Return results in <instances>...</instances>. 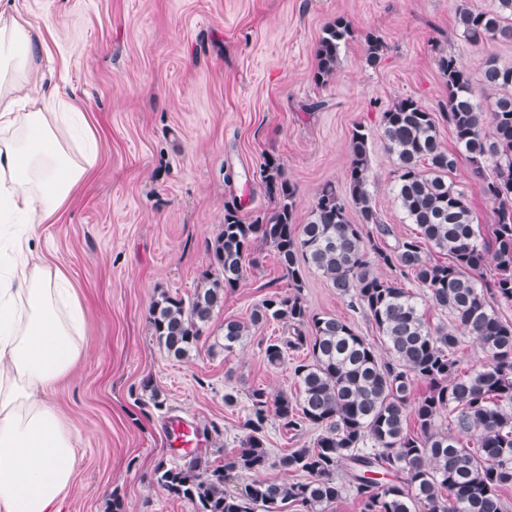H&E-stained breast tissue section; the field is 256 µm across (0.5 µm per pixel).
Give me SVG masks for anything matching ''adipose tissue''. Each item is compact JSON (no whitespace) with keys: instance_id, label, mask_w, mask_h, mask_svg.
Segmentation results:
<instances>
[{"instance_id":"adipose-tissue-1","label":"adipose tissue","mask_w":512,"mask_h":512,"mask_svg":"<svg viewBox=\"0 0 512 512\" xmlns=\"http://www.w3.org/2000/svg\"><path fill=\"white\" fill-rule=\"evenodd\" d=\"M50 59L30 16L0 0V512H59L79 440L45 395L87 356L84 307L32 230L93 176L98 136Z\"/></svg>"}]
</instances>
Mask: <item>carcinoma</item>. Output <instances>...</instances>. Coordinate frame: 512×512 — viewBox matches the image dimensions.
Listing matches in <instances>:
<instances>
[{"label":"carcinoma","mask_w":512,"mask_h":512,"mask_svg":"<svg viewBox=\"0 0 512 512\" xmlns=\"http://www.w3.org/2000/svg\"><path fill=\"white\" fill-rule=\"evenodd\" d=\"M456 15L461 36L472 44L512 41V0H495L490 9L460 0ZM352 37L343 16L325 24L316 47V84L335 77L340 50ZM383 48L379 37H365L369 64L380 63ZM437 65L448 91L441 115L457 150L442 146L435 114L411 97L396 100L382 116L384 144L397 164L395 198L416 233L385 242L391 229L367 190L369 134L359 125L350 138L345 189L324 183L306 223L293 222L295 187L282 165L264 159L260 176L276 209L246 223L236 205H225L210 264L193 296L164 293L152 302L151 335L169 357H188L224 306V290L244 279L260 240L274 250L291 290L264 299L247 321L224 322L216 346L228 357L251 328L279 321L289 335L267 344V364L279 367L288 352L308 350V359L293 368L296 396L249 392L240 448L224 464L213 465L202 453L178 465L157 464L158 486L190 501L195 512H283L296 502L308 512H325L347 491L361 512H502V492L512 488V323L495 306L512 304V65L489 61L487 110L473 99L469 75L447 48H437ZM461 154L494 205L487 235L474 222L466 191L448 181ZM488 161L492 174L486 176ZM351 208L360 213V223L350 221ZM428 248L448 261H431ZM489 257L497 274L482 281ZM377 265L393 276L377 274ZM308 267L363 310L385 354L347 321L309 313L301 296ZM409 277L422 295L404 286ZM427 307L447 313L451 326L431 324ZM465 337L479 342L485 360L460 373L457 352ZM416 380L428 384L421 396L412 395ZM271 415L294 437L312 427L321 433L312 445L272 462L264 435ZM270 464L302 472L305 479L254 477ZM234 473L246 478L229 489Z\"/></svg>","instance_id":"obj_1"}]
</instances>
